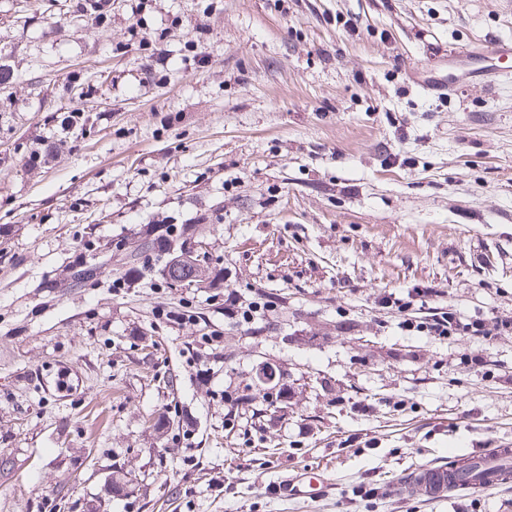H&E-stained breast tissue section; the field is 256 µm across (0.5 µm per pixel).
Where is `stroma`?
<instances>
[{
    "label": "stroma",
    "mask_w": 512,
    "mask_h": 512,
    "mask_svg": "<svg viewBox=\"0 0 512 512\" xmlns=\"http://www.w3.org/2000/svg\"><path fill=\"white\" fill-rule=\"evenodd\" d=\"M111 3L80 25L75 0H0V512H54L62 490L69 512H512V488L391 490L512 443V331L398 327L512 319V72L448 95L411 77L450 80L431 50L512 38V11ZM76 111L93 133L61 129ZM144 224L194 225L214 286L150 270L119 286L112 261L95 287H59ZM230 291L272 300L260 333L225 317ZM266 363L287 397L251 399ZM304 467L327 495L272 494ZM417 326L425 329L429 336L438 338L453 336L459 332L476 338H485L492 336L494 330H512V320H496L490 327L485 320L463 321L451 312H442L441 316L435 314L427 322H420Z\"/></svg>",
    "instance_id": "1"
}]
</instances>
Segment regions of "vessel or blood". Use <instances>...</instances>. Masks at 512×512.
<instances>
[{
    "instance_id": "vessel-or-blood-1",
    "label": "vessel or blood",
    "mask_w": 512,
    "mask_h": 512,
    "mask_svg": "<svg viewBox=\"0 0 512 512\" xmlns=\"http://www.w3.org/2000/svg\"><path fill=\"white\" fill-rule=\"evenodd\" d=\"M449 67L460 70L463 78H478L495 84L512 62V38H501L485 48L451 49ZM406 487L429 497L441 493H470L512 486V448H479L450 456L447 463L430 464L410 472ZM330 482L318 470L298 471L275 483V495L289 499H313L329 489Z\"/></svg>"
}]
</instances>
